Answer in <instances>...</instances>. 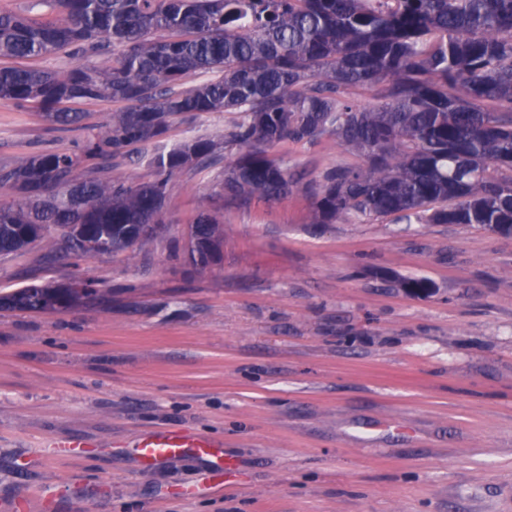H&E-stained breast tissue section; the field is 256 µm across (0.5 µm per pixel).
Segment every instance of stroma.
<instances>
[{"mask_svg": "<svg viewBox=\"0 0 512 512\" xmlns=\"http://www.w3.org/2000/svg\"><path fill=\"white\" fill-rule=\"evenodd\" d=\"M233 120L174 124L157 148ZM83 135L0 103V164ZM272 152L301 179L287 198L226 205L223 163L184 172L149 251L0 256L2 294L75 276L109 291L0 309V512L21 497L29 512H512V236L416 215L310 223L306 183L360 157L327 135ZM207 205L224 226L213 271L184 259ZM164 432L217 453L143 460Z\"/></svg>", "mask_w": 512, "mask_h": 512, "instance_id": "stroma-1", "label": "stroma"}]
</instances>
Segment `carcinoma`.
Segmentation results:
<instances>
[{
  "mask_svg": "<svg viewBox=\"0 0 512 512\" xmlns=\"http://www.w3.org/2000/svg\"><path fill=\"white\" fill-rule=\"evenodd\" d=\"M39 20L0 13V57L68 48L105 66L0 67V101L31 106L52 125L81 127L68 104L112 100V125L73 148L0 165V254L34 244L78 261L152 243L168 223L170 181L216 162L196 138L166 153L175 121L232 112L221 195L244 205L298 183L269 149L324 134L364 157L307 186L309 223L362 216L476 224L512 234V0H42ZM211 78L184 87L193 73ZM370 90L363 105L353 92ZM153 152L151 178L113 175L133 150ZM186 258L218 265L224 231L208 208L190 224ZM108 294L92 281L33 282L0 309L66 312Z\"/></svg>",
  "mask_w": 512,
  "mask_h": 512,
  "instance_id": "obj_1",
  "label": "carcinoma"
}]
</instances>
